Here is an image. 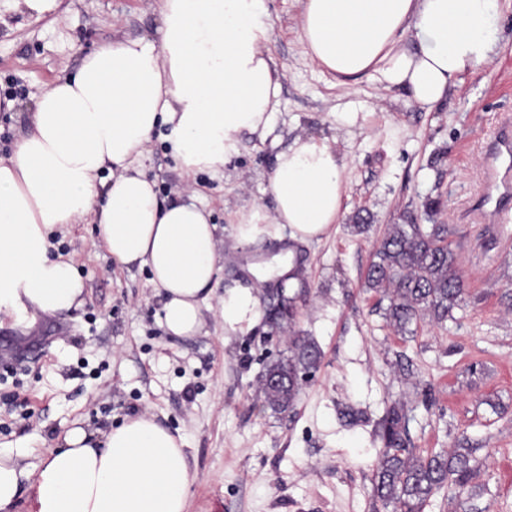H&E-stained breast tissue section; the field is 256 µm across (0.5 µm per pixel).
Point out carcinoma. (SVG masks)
I'll return each instance as SVG.
<instances>
[{
    "label": "carcinoma",
    "instance_id": "obj_1",
    "mask_svg": "<svg viewBox=\"0 0 512 512\" xmlns=\"http://www.w3.org/2000/svg\"><path fill=\"white\" fill-rule=\"evenodd\" d=\"M446 224H388L366 273V286L383 293L385 319L395 329L427 317L443 323L462 300L464 281L448 241ZM265 319L277 326L293 324L296 297L284 283L269 292ZM287 361L270 364L261 378L263 403L285 413L297 402L303 383L318 369L322 353L315 341L296 332L289 337ZM403 406L388 409L379 423L383 449L374 475V493L391 512H423L430 497L452 483L468 486L476 471L473 449L453 448L423 456L410 447Z\"/></svg>",
    "mask_w": 512,
    "mask_h": 512
}]
</instances>
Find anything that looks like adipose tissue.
<instances>
[{
    "label": "adipose tissue",
    "instance_id": "adipose-tissue-1",
    "mask_svg": "<svg viewBox=\"0 0 512 512\" xmlns=\"http://www.w3.org/2000/svg\"><path fill=\"white\" fill-rule=\"evenodd\" d=\"M300 37L313 64L355 80L380 76L437 107L498 41L499 0H302ZM265 0H163L158 39L118 40L41 93L11 157L0 159V315H55L79 306L84 284L49 235L93 216L119 266L147 268L175 336L203 326L221 267L218 227L204 208L161 199L142 159L156 129L188 176L218 172L242 133L266 135L280 82L267 48ZM343 156L312 137L277 152L270 223L245 219L240 241L264 233L306 244L326 235L343 204ZM260 299L224 293V325L253 327ZM182 442L154 417L104 434L76 426L34 480L37 512H188Z\"/></svg>",
    "mask_w": 512,
    "mask_h": 512
}]
</instances>
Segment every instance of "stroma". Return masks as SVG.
<instances>
[{"mask_svg":"<svg viewBox=\"0 0 512 512\" xmlns=\"http://www.w3.org/2000/svg\"><path fill=\"white\" fill-rule=\"evenodd\" d=\"M500 47L447 100L425 110L402 90L355 85L313 65L299 35L301 0H266L267 46L279 65L278 111L266 138L243 135L223 171L181 177L166 130L142 169L160 198L196 203L224 230V268L194 336L167 332L148 269L120 267L93 224L62 225L51 240L76 267L85 302L58 315L0 317V449L37 472L74 420L109 431L150 414L181 438L197 474L189 512H390L373 492L378 424L403 404L414 448L473 451L463 495L448 486L424 512H512V213L499 234L477 211L490 190L487 145L512 120V0H500ZM161 0H60L37 15L0 0V158L12 155L39 94L99 47L157 38ZM356 113L354 124L340 122ZM299 137L345 157L342 211L328 235L297 246L307 270L294 330L322 352L295 408L277 414L258 391L267 364L288 357V329L224 328V288L255 284L256 266L285 245L234 238L240 217L269 223L275 154ZM448 225L464 295L452 319L401 332L365 286L386 225ZM367 230L356 233L355 225Z\"/></svg>","mask_w":512,"mask_h":512,"instance_id":"1","label":"stroma"}]
</instances>
